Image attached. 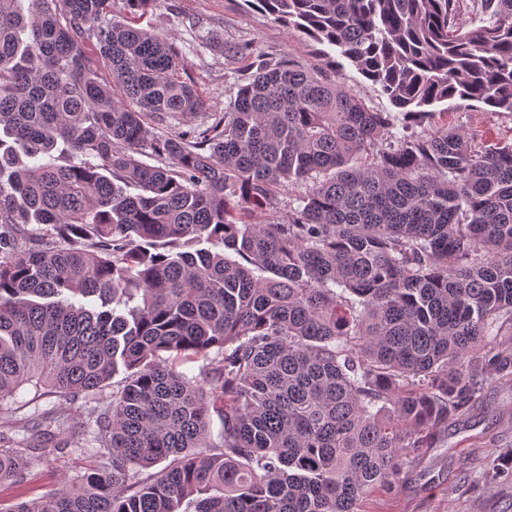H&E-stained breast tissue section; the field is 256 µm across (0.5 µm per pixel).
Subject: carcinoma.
<instances>
[{"label":"carcinoma","instance_id":"cac0c4a2","mask_svg":"<svg viewBox=\"0 0 512 512\" xmlns=\"http://www.w3.org/2000/svg\"><path fill=\"white\" fill-rule=\"evenodd\" d=\"M124 2L0 0V401L83 400L63 437L0 432V484L48 446L100 461L0 512H359L512 378V143L429 110L512 114V0L467 30L464 0H245L432 127L399 138L287 57L162 133L204 103L156 0Z\"/></svg>","mask_w":512,"mask_h":512}]
</instances>
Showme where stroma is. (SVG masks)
I'll return each instance as SVG.
<instances>
[{"label": "stroma", "instance_id": "35a3bbf8", "mask_svg": "<svg viewBox=\"0 0 512 512\" xmlns=\"http://www.w3.org/2000/svg\"><path fill=\"white\" fill-rule=\"evenodd\" d=\"M144 22L180 49L205 111H223L251 75L249 59L224 54L225 47L246 44L254 55H284L341 81L370 109L392 112L394 132L404 128L402 115L393 113L379 86L352 65L333 70L322 45L275 22L266 12L245 6L244 0H156ZM443 120L449 128L468 132L479 147L512 142V115L452 104ZM45 409L57 410L61 416L60 422L49 426L54 432L65 433L79 423L72 405L51 393L36 396L27 384L0 406V430H11L23 416L35 428L44 429L38 413ZM510 459L512 381L491 377L470 410L442 426L433 447L421 449L405 465L393 491L370 496L362 512H512V478L500 474ZM82 467L74 456L51 452L26 483L0 484V501L37 498L74 478Z\"/></svg>", "mask_w": 512, "mask_h": 512}]
</instances>
